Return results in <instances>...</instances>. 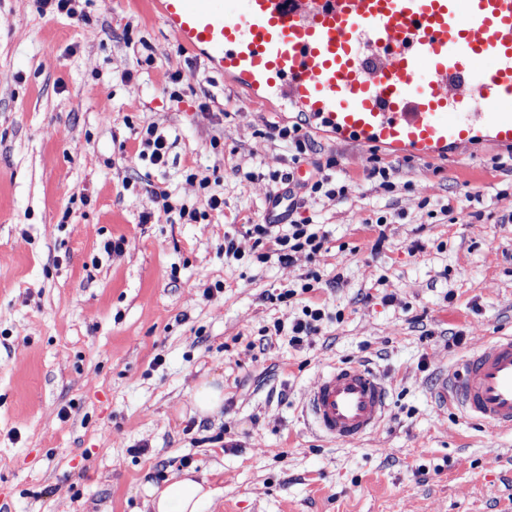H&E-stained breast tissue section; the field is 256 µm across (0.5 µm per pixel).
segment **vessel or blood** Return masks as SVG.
<instances>
[{"instance_id": "1", "label": "vessel or blood", "mask_w": 512, "mask_h": 512, "mask_svg": "<svg viewBox=\"0 0 512 512\" xmlns=\"http://www.w3.org/2000/svg\"><path fill=\"white\" fill-rule=\"evenodd\" d=\"M178 45L254 101L336 138L430 161L512 144V0H157ZM512 433V336L463 357L434 390ZM382 379L332 365L306 398L326 438L354 444L387 412Z\"/></svg>"}]
</instances>
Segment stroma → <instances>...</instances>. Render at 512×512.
<instances>
[{"label":"stroma","instance_id":"stroma-1","mask_svg":"<svg viewBox=\"0 0 512 512\" xmlns=\"http://www.w3.org/2000/svg\"><path fill=\"white\" fill-rule=\"evenodd\" d=\"M83 10L0 0V512H142L146 485L186 469L214 491L202 512H512V434L432 393L450 336L469 351L512 335V150L423 163L313 123L297 156L268 134L296 113L250 104L154 0ZM149 124L169 136L165 167L135 155ZM299 166L348 188L295 197L329 248L257 262L245 227L267 221L273 173ZM159 187L205 219L164 214ZM312 268L314 292L269 302ZM311 302L328 315L316 334L266 338ZM354 362L385 380L389 409L353 446L315 434L303 396ZM204 377L224 406L202 417L189 393Z\"/></svg>","mask_w":512,"mask_h":512}]
</instances>
